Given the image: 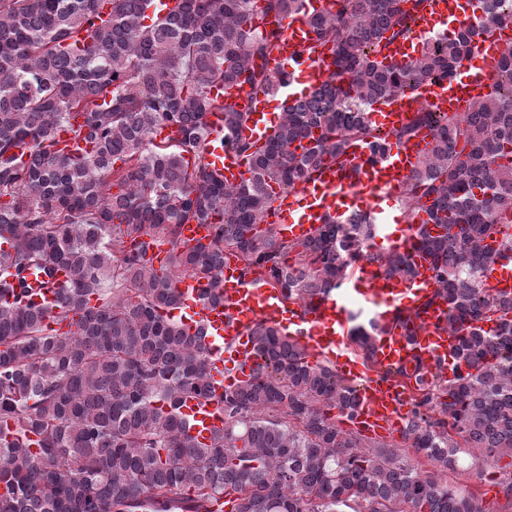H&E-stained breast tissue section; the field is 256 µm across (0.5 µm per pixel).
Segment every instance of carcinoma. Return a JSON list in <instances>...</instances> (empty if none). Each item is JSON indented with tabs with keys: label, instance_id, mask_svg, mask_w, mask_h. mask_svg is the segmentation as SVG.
Returning a JSON list of instances; mask_svg holds the SVG:
<instances>
[{
	"label": "carcinoma",
	"instance_id": "1",
	"mask_svg": "<svg viewBox=\"0 0 512 512\" xmlns=\"http://www.w3.org/2000/svg\"><path fill=\"white\" fill-rule=\"evenodd\" d=\"M147 2L0 0V240L10 244L0 276L18 288L0 301V512H487L444 475H480L512 457V319L493 331L475 326L501 307L485 272L512 253V43L470 112L420 109L391 132L397 144L432 133L401 192L407 218L427 215L414 251L371 252L379 227L364 213L323 225L290 264L292 244L259 226L276 191L340 162L349 141L385 142L372 106L452 78L480 37L512 24V0H479L480 14L453 38L428 36L400 62L382 50L412 35L422 0H335L309 14L335 68L280 113L261 145L244 132L247 115L211 89L275 95L265 60L284 30L250 18L286 19L306 0H180L149 24ZM217 111L249 164L236 185L205 155ZM60 129L86 149L59 148ZM189 221L214 225V235L181 248ZM160 243L171 245L164 270L146 259ZM226 249L302 304L341 288L361 259L404 281L416 275L413 252L430 260L434 296L448 303L459 340L455 358L467 367L452 380L431 375L402 432L436 471L339 429L330 411L352 406L353 387L265 322L252 330L264 364L224 391V427L206 442L191 434L182 407L212 397L210 365L199 334L163 309L175 304L181 274L207 279L206 297L217 298ZM57 267L69 273L64 333L45 324L25 281L31 269ZM372 327L350 330L366 362Z\"/></svg>",
	"mask_w": 512,
	"mask_h": 512
}]
</instances>
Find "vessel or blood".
<instances>
[{
    "label": "vessel or blood",
    "mask_w": 512,
    "mask_h": 512,
    "mask_svg": "<svg viewBox=\"0 0 512 512\" xmlns=\"http://www.w3.org/2000/svg\"><path fill=\"white\" fill-rule=\"evenodd\" d=\"M475 5L476 0H427L420 26L429 31H448L449 20L473 17ZM282 25L284 40L279 52L267 59L266 70L271 76L287 77L303 93L318 90L331 70L329 46L314 45L306 15H295L283 20ZM510 42L511 27L482 39L455 78L376 103L371 121L387 134L420 105L450 114L470 111L476 100L489 92L493 65L502 47ZM213 93L247 112V131L261 141L271 134L277 110L297 100L290 94L274 103L232 84L217 86ZM208 120V162L227 182L241 181L247 175V164L224 143L223 115L213 112ZM431 140L430 132L425 130L407 144L390 145L381 155L374 154L366 142L351 143L343 162L324 164L314 180L278 193L265 221L274 225L280 238L302 243L310 240L321 224L342 220L349 212L366 207L380 212L382 201L399 193L408 182ZM417 230V225L402 224L395 232L380 233L379 254L412 248ZM26 278L36 291L33 301L46 310L50 326L66 331L68 320L58 306V291L68 279L67 271L56 269L48 283L32 272ZM220 282L219 299L209 301L203 296L204 279L192 274L182 276L176 283L179 302L171 311L189 332H201L210 358L212 401L190 398L183 407L193 419L192 434L203 441L224 425L217 401L225 388L249 379L262 363L251 336L258 322L291 326V338L309 357L329 362L347 381L356 383L352 424L373 435L403 426L410 416L409 392L394 378V370L417 357L431 372L447 375L458 343L448 331L447 304L432 297L435 283L425 261L419 262L418 274L410 282L387 274L376 261L360 262L353 269L351 291L376 310L375 367L371 370L349 354L350 313L336 297L311 305L282 302L277 290L245 274L238 262L229 259L220 269ZM485 283L493 293L512 301V261L498 260L487 270Z\"/></svg>",
    "instance_id": "obj_1"
}]
</instances>
